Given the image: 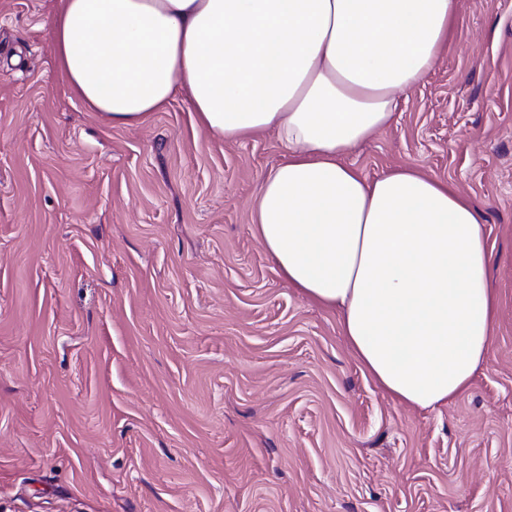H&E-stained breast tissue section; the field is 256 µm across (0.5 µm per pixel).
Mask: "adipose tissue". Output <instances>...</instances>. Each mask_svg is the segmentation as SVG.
<instances>
[{"instance_id":"1","label":"adipose tissue","mask_w":512,"mask_h":512,"mask_svg":"<svg viewBox=\"0 0 512 512\" xmlns=\"http://www.w3.org/2000/svg\"><path fill=\"white\" fill-rule=\"evenodd\" d=\"M456 0H60L59 74L110 124L183 96L226 140L271 131L282 161L256 222L279 274L336 310L360 367L395 401L465 393L499 311L478 208L403 167L369 180L341 156L387 127L448 42Z\"/></svg>"}]
</instances>
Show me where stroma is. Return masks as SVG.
Segmentation results:
<instances>
[{
  "instance_id": "obj_1",
  "label": "stroma",
  "mask_w": 512,
  "mask_h": 512,
  "mask_svg": "<svg viewBox=\"0 0 512 512\" xmlns=\"http://www.w3.org/2000/svg\"><path fill=\"white\" fill-rule=\"evenodd\" d=\"M55 0H0V512H512V0H457L394 121L350 150L479 209L500 310L468 391L389 398L254 222L284 149L137 126L55 66Z\"/></svg>"
}]
</instances>
